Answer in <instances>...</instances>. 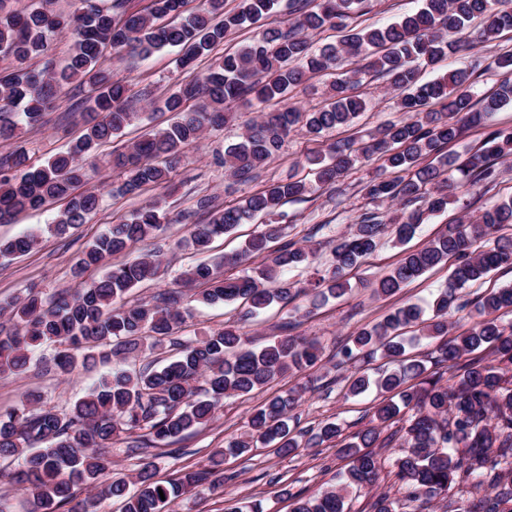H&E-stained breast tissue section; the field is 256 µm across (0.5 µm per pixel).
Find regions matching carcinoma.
Segmentation results:
<instances>
[{"label":"carcinoma","instance_id":"1","mask_svg":"<svg viewBox=\"0 0 512 512\" xmlns=\"http://www.w3.org/2000/svg\"><path fill=\"white\" fill-rule=\"evenodd\" d=\"M7 2L0 0V55L13 58L18 66L0 76V139L10 140L23 127L43 124L64 87L79 82L93 91L84 133L66 151L38 167L29 163L22 148L0 155V223L64 200L65 208L48 225L56 235L84 223L99 207L97 192L77 189L92 180L98 148L138 117L128 82L96 69L103 52L125 50L146 56L180 46L184 53L178 65L185 68L280 7V0H239L233 11L224 10V0H200L196 7L191 6L193 0H145L141 10L133 11L129 0H112L108 7L98 0H75L74 10L63 14L42 5L7 11ZM364 2L319 0L314 5L312 0H288L295 14L288 29L267 28L251 43L216 57L200 78L164 98L163 107L173 113V122L115 154L112 166L124 175L117 188L120 194L162 187L171 179L173 161L195 145L204 130L234 120V107L251 97L278 109L261 113L241 139L224 150L228 176L248 184L259 177L294 128L302 126L319 137L353 125L369 104L358 88L384 78L402 94L401 108L411 116L380 127L358 145L333 142L307 162L315 166L318 184L332 186L359 159L380 155L390 176L367 183L365 194L397 201L401 211L386 222L374 215L363 217L336 239L325 274L300 288L282 279L281 273L314 267L318 243L310 236L303 244L294 241L286 226L272 221L219 262L186 269L181 287L151 303L125 302L130 290L157 276L161 261L151 253L109 267L100 279L52 304H44L32 291L1 301L0 313L9 316L11 328L0 336V375L27 372L35 351L49 343L62 346L50 364L63 375L113 363L110 376L64 413L44 407L42 395L31 392L20 407L0 415V462L17 464L12 480L30 492L28 512H94V496L78 498L81 488L121 500L123 512H164L186 492L221 488L223 482L213 479L211 467L188 470L176 482L155 480L157 466L148 449L168 447L211 421L224 398L248 395L287 372H301L320 361L317 343L303 336H279L255 350L248 336L232 326L202 338L176 335L184 320V288L202 284V300H239L249 315L299 293L312 292L322 300L340 297L348 290V271L376 249L386 227H393L397 241L405 244L431 214L447 209L449 190L496 182L495 160L512 155L511 127L489 132L464 158L449 157L443 150L512 98V52L496 60L505 74L499 90L477 102L469 80L479 62L469 71L452 69L424 83L420 68L433 67L449 53L474 47L476 41L512 34V0H424L421 9L394 23L366 26L334 44L313 47L308 32L327 25L345 29V21L361 11ZM63 32L74 44L66 63L58 67L48 58L49 41ZM330 69L336 78L322 108L302 112L288 104L292 89ZM190 100L201 104L189 110ZM313 192V185L290 177L249 195L239 206L226 208L215 197L205 198L200 207L209 221L189 225L191 244L205 251L235 226L258 214L273 216L285 202ZM168 222L161 202L141 207L83 250L74 276L131 252ZM511 225L512 198L486 209L475 222L447 225L424 246L406 251L391 273L377 282L376 297L387 299L434 267L452 263L448 286L435 297L431 317H425L418 304L404 303L372 327L359 330L353 345L341 350L340 368L378 353L399 363V368L384 371L373 381L359 370L348 377L350 394L358 395L373 384L385 396L374 413L377 425L340 448L350 463L339 487L297 500L293 512H345L348 488L374 486L381 460L369 448L377 445L385 424L402 406L411 416L404 428L405 452L395 466L411 512H423L427 503L451 490L456 498L448 499L446 512H512V325L504 326L498 316L502 310L512 311V285L482 296L473 326L464 335L448 338V316L463 309L460 290L495 270L512 268V237L500 234ZM39 237L28 233L0 239V258L28 253ZM261 254L267 257L262 267L236 278L224 277L221 267L243 266ZM411 327L438 341L434 364L445 372L431 371L421 360L405 362L403 331ZM167 344L177 347L179 355L162 368H125L132 356ZM479 350L490 351L493 359L473 356ZM300 398L301 391L294 388L261 404L244 435L228 441L216 455L239 456L270 444L283 455L295 452L300 444L289 422ZM341 435L339 424L327 423L308 443ZM122 437L141 451L132 479L112 475V459L106 452Z\"/></svg>","mask_w":512,"mask_h":512}]
</instances>
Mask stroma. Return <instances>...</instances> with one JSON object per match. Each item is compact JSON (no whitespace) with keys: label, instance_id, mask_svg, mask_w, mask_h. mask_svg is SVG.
Here are the masks:
<instances>
[{"label":"stroma","instance_id":"obj_1","mask_svg":"<svg viewBox=\"0 0 512 512\" xmlns=\"http://www.w3.org/2000/svg\"><path fill=\"white\" fill-rule=\"evenodd\" d=\"M424 0H366L362 14L348 19L349 28L367 25L383 26L397 21L406 14L416 12ZM512 51V37L480 44L474 49L451 55L444 59L437 72L446 73L455 68L467 67L479 61L480 69L472 77L471 88L475 97H482L498 89L503 76L496 66L499 54ZM179 48L167 47L149 56L127 55L117 57L105 54L98 62L100 69L113 77L124 78L131 84L132 94L138 95L137 120L124 134L102 145L96 162L99 167L97 180L91 188L101 183L119 186L122 177L113 170V153L122 151L133 140L153 128L166 126L171 115L159 108V102L179 86L191 82L208 65V58H201L195 66L182 68L177 64ZM434 72V73H437ZM434 73L423 72V80H431ZM370 99L368 110L357 125L340 127L326 134L324 141L309 137L304 129H296L286 140L282 150L269 162L260 180L247 185L238 184L224 171L222 155L225 147L236 143L248 120L256 117L253 108L239 107V117L224 127L205 131L197 146L187 150L180 158L171 182L166 189L148 188L132 195L113 193L104 196L96 213L85 224L59 237L45 233L63 209L60 201L48 203L39 210L20 213L8 224H0V238L41 231L39 244L28 254L10 259H0V299L5 300L25 289L39 292L45 300H53L64 291L72 292L80 286L71 268L81 251L110 225L131 218L145 203L163 197V205L171 221L156 234L137 244L136 253H157L162 264L157 277L135 289L130 299L134 302L149 301L166 289L175 287L180 274L187 267L201 261L215 262L227 253L236 251L257 229L250 221L236 227L225 237L215 240L210 252L200 255L188 246V234L179 216H188L190 222L205 220L206 215L197 207L203 197L214 196L227 205H235L245 196L256 192L265 184L295 175L299 179H312L313 174L306 158L320 151L323 142L356 138L392 121L404 119L398 106V94L389 90L385 81L376 80L365 87ZM87 87L70 85L58 96L53 112L44 125L23 129L17 138L0 140V154L16 147L27 150L33 165H41L54 154L65 150L83 132L81 114L86 106ZM380 159H363L346 172L339 181L340 192L329 198L326 191H318L301 200H291L281 205L276 219L291 228V236L302 240L310 229H317L320 244L318 267L330 264L332 240L346 232L366 213L385 215L387 202L366 197L363 188L381 168ZM499 177L489 187L474 185L454 190L448 208L432 216L417 229L410 245L422 247L455 223L458 217H477L503 199L512 196V158L499 161ZM402 245L393 232H385L376 250L362 259L348 274L349 292L339 298L315 304L310 297L301 295L288 302L273 304L264 312L245 317V308L238 303L206 305L188 293L189 310L180 328L181 335L201 336L224 326L237 324L250 339L252 348L267 345L273 337L290 334L319 340L322 347L318 364L297 375H284L246 396L225 399L223 407L213 421L200 427L165 449H158L156 478L166 482L178 478L189 469L208 465L212 454L224 448L228 440L240 437L254 408L265 400L300 386L304 392L294 411L290 426L295 431L316 433L326 423L338 422L344 428L340 441H327L312 448H301L288 456L279 455L274 447L261 446L240 457L225 458L224 487L209 493L188 492L172 506L173 512H224L227 501L248 503L262 500L267 512H292L297 499L317 495L328 487L338 485L339 477L348 466V460L339 453L340 443L373 426L374 407L378 402L375 393L358 397L346 396V377L350 368H337L336 354L358 329L377 322L386 311L404 302H415L429 307L438 289L448 281L447 267H436L402 291L386 300L372 295V284L387 274L401 260ZM111 370L110 365H98L81 370L71 376L59 375L56 370L30 368L19 376L0 378V413L20 405L28 392L37 391L43 396L45 406L59 412L68 411L74 401L83 397L99 379ZM400 452L393 444L378 449L382 463L380 477L375 486L350 490L346 497V512H373L377 494L398 489L394 460Z\"/></svg>","mask_w":512,"mask_h":512}]
</instances>
